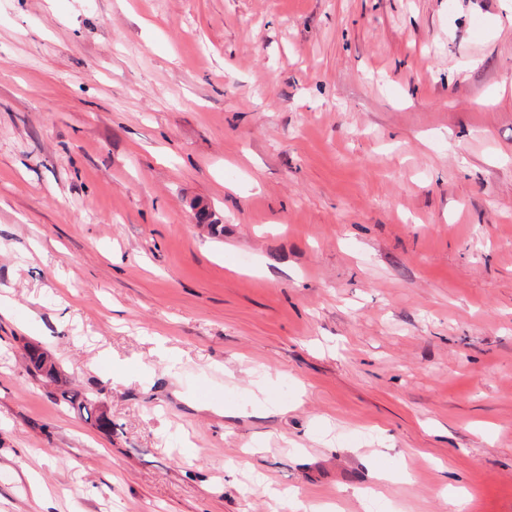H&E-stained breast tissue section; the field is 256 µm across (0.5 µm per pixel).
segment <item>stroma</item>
<instances>
[{"mask_svg": "<svg viewBox=\"0 0 512 512\" xmlns=\"http://www.w3.org/2000/svg\"><path fill=\"white\" fill-rule=\"evenodd\" d=\"M368 496L512 512V0H0V512ZM26 363L28 371L39 378L45 385L51 386L56 384L59 386L62 401L77 412L80 416L86 415V420L92 417L94 401L82 394L75 388L69 386L67 381L60 385L59 370L56 362L38 346L28 345L26 348Z\"/></svg>", "mask_w": 512, "mask_h": 512, "instance_id": "stroma-1", "label": "stroma"}]
</instances>
